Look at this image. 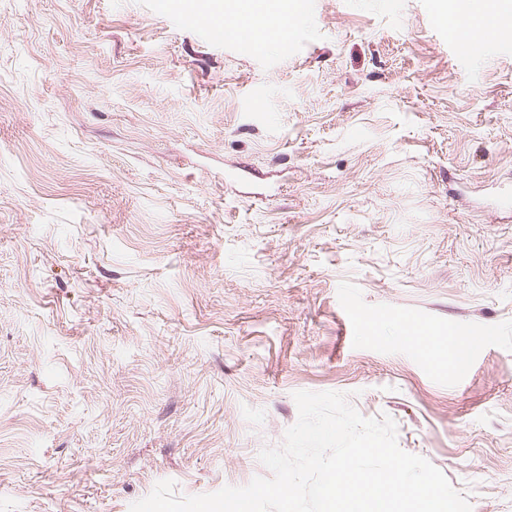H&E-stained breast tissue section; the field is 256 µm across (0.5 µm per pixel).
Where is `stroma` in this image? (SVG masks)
I'll return each instance as SVG.
<instances>
[{
    "label": "stroma",
    "instance_id": "1",
    "mask_svg": "<svg viewBox=\"0 0 512 512\" xmlns=\"http://www.w3.org/2000/svg\"><path fill=\"white\" fill-rule=\"evenodd\" d=\"M447 2L281 0L246 53L189 0H0V512L247 485L301 390L512 512V42ZM437 24L454 36L463 37L469 47L470 52L476 53L485 48L491 41L485 36L487 31H496L497 36L492 39L500 43H510L512 41V28L497 19H490L488 23L479 28L468 29L455 17L441 18ZM402 339L415 344L422 352L430 355H440L448 352V368L460 363L464 341L459 336H433L427 328L405 321L402 329Z\"/></svg>",
    "mask_w": 512,
    "mask_h": 512
}]
</instances>
